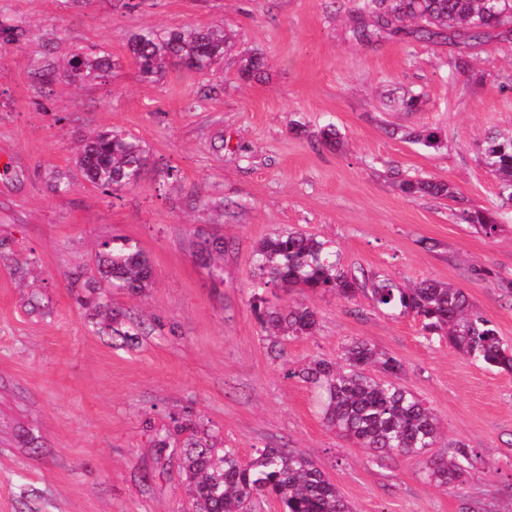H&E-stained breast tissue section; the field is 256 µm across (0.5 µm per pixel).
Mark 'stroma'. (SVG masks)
Returning a JSON list of instances; mask_svg holds the SVG:
<instances>
[{
	"mask_svg": "<svg viewBox=\"0 0 512 512\" xmlns=\"http://www.w3.org/2000/svg\"><path fill=\"white\" fill-rule=\"evenodd\" d=\"M354 0H0V22L25 37L0 48V512H195L182 468L195 437L238 449H291L312 459L354 512H512V375L425 338L418 320L393 318L369 298L264 290L280 307L318 313L314 335L271 352L258 321L253 252L291 228L332 240L352 274L409 286L450 282L468 293L512 345V229L494 236L459 223L460 204L493 207L497 183L479 145L512 129V53L491 40L455 73L458 49L412 37L377 44L348 29ZM223 26L228 48L205 71L141 77L130 37ZM111 55L106 79L42 84L41 64L75 49ZM267 64L239 74L241 55ZM418 112L388 110L404 92ZM334 121L342 143L316 134ZM438 125L448 146L425 151L385 124ZM118 130L143 141L150 161L133 188L105 192L76 167L80 140ZM174 177H166V169ZM452 182L462 202L411 200L390 170ZM73 187L53 194V172ZM223 236L222 275L194 257L198 233ZM137 240L153 285L109 290L137 325L127 347L96 333L68 279L97 274V244ZM363 339L398 358L399 382L438 416L443 441L482 456L457 488L423 476L418 458L372 460L327 427L316 388L288 376ZM170 434L157 458L153 440Z\"/></svg>",
	"mask_w": 512,
	"mask_h": 512,
	"instance_id": "1",
	"label": "stroma"
}]
</instances>
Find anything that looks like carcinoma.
Instances as JSON below:
<instances>
[{"label": "carcinoma", "instance_id": "carcinoma-1", "mask_svg": "<svg viewBox=\"0 0 512 512\" xmlns=\"http://www.w3.org/2000/svg\"><path fill=\"white\" fill-rule=\"evenodd\" d=\"M350 32L355 40L378 42L386 36L404 34L418 41H442L459 47L452 72L468 67L467 50L499 35L512 49V0H358L351 13ZM227 38L221 27L190 28L161 32L146 28L132 36L129 53L145 78H158L170 66L191 71L210 68L224 57ZM266 70L256 53L240 59V74L259 80ZM112 59L106 54L76 51L64 69L48 64L41 80L60 78L76 83L106 78ZM391 134L428 151L448 148V133L438 126L414 130L391 129ZM481 161L498 183L493 209L462 208L457 219L473 224L485 234H495L512 223V133L490 134L480 145ZM149 161L144 144L127 134L106 130L80 143L75 163L85 178L110 191L139 184ZM393 185L410 199L457 200L456 188L443 180L397 176ZM205 265L222 272L215 259L224 257V239L210 234L196 244ZM258 288L323 292L352 300L363 294L372 305L392 316H412L423 334L448 337V346L458 354L490 369L512 373V347L504 343L496 326L467 293L449 283L424 279L402 288L392 279L372 274L357 277L340 265L332 242L298 230L277 232L261 240L253 255ZM98 279L71 274V285L88 293L84 303L105 321L112 335L128 342L135 328L125 326L121 314L103 302L97 290L103 286L143 294L152 286L148 257L138 243L114 237L98 245ZM271 348L280 349L288 339L311 336L317 327V312L300 303L284 313L267 306L260 314ZM371 368L383 374L375 378ZM404 372L395 357L371 344L354 340L345 345L335 361L312 358L287 371L324 393V415L336 433L352 439L379 460L389 455H411L421 460L423 473L432 483L453 488L464 481L481 457L461 443L447 457L430 455L441 436L439 422L417 394L396 382ZM189 490L197 512H252L259 497H275L282 512H352L336 485L308 457L282 448H258L246 463L235 448H213L196 441L183 451Z\"/></svg>", "mask_w": 512, "mask_h": 512}]
</instances>
